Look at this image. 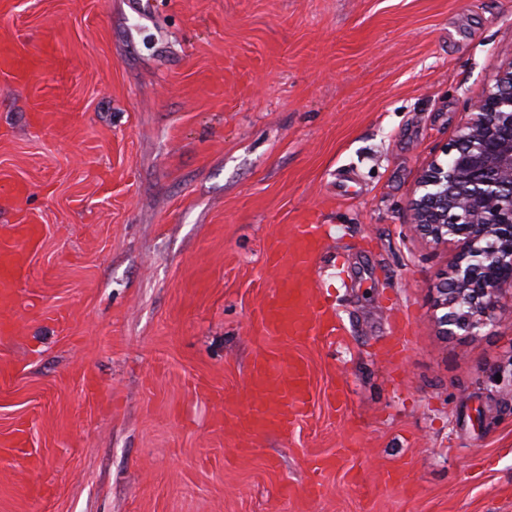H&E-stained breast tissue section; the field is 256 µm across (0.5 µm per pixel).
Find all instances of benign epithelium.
<instances>
[{
    "mask_svg": "<svg viewBox=\"0 0 512 512\" xmlns=\"http://www.w3.org/2000/svg\"><path fill=\"white\" fill-rule=\"evenodd\" d=\"M410 207L417 234L458 249L437 289L441 334L479 333L512 287V62L420 175Z\"/></svg>",
    "mask_w": 512,
    "mask_h": 512,
    "instance_id": "obj_1",
    "label": "benign epithelium"
}]
</instances>
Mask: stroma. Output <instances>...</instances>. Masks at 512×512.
Wrapping results in <instances>:
<instances>
[{
    "instance_id": "35a3bbf8",
    "label": "stroma",
    "mask_w": 512,
    "mask_h": 512,
    "mask_svg": "<svg viewBox=\"0 0 512 512\" xmlns=\"http://www.w3.org/2000/svg\"><path fill=\"white\" fill-rule=\"evenodd\" d=\"M2 45L40 69L0 70V240L43 233L0 304V512H512V294L440 335L456 249L409 210L512 0H0ZM307 219L348 334L292 346L310 411L248 442L221 402L281 350L254 314Z\"/></svg>"
}]
</instances>
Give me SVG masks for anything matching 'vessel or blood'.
<instances>
[{"mask_svg": "<svg viewBox=\"0 0 512 512\" xmlns=\"http://www.w3.org/2000/svg\"><path fill=\"white\" fill-rule=\"evenodd\" d=\"M39 224L16 227V242L0 244V300L13 297L17 283L26 273L24 249L38 241ZM323 230L318 224H289L285 227L284 274L269 290L255 317L257 333L281 343L314 341L340 336L343 328L329 307L320 303L309 276L324 249ZM312 401L308 365L293 356H259L245 384L242 407L225 406L237 433L251 437L270 430L294 426Z\"/></svg>", "mask_w": 512, "mask_h": 512, "instance_id": "vessel-or-blood-1", "label": "vessel or blood"}]
</instances>
